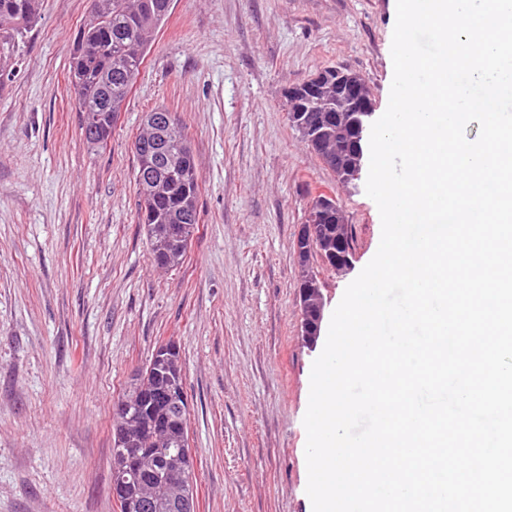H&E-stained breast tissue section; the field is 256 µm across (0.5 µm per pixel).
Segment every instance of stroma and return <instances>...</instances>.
Here are the masks:
<instances>
[{
	"mask_svg": "<svg viewBox=\"0 0 512 512\" xmlns=\"http://www.w3.org/2000/svg\"><path fill=\"white\" fill-rule=\"evenodd\" d=\"M90 0H41L0 87V512H118L113 405L159 345L185 373L197 512H313L303 418L319 349L299 336L295 242L335 194L352 263L314 261L331 317L381 219L290 126L284 93L324 67L362 75L382 116L396 0H172L103 148L68 71ZM166 107L201 177L181 268L140 224L133 142Z\"/></svg>",
	"mask_w": 512,
	"mask_h": 512,
	"instance_id": "35a3bbf8",
	"label": "stroma"
}]
</instances>
